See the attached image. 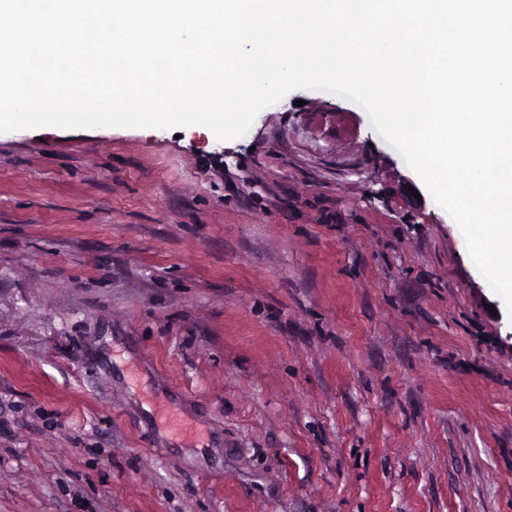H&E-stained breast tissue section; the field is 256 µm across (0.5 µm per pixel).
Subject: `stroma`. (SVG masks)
<instances>
[{
	"label": "stroma",
	"instance_id": "stroma-1",
	"mask_svg": "<svg viewBox=\"0 0 512 512\" xmlns=\"http://www.w3.org/2000/svg\"><path fill=\"white\" fill-rule=\"evenodd\" d=\"M0 512H512V314L354 101L0 133Z\"/></svg>",
	"mask_w": 512,
	"mask_h": 512
}]
</instances>
